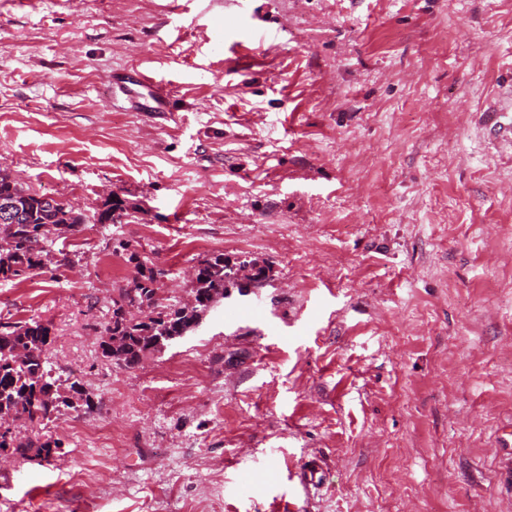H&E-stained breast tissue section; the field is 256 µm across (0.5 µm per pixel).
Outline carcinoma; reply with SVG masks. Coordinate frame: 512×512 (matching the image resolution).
<instances>
[{"instance_id":"1","label":"carcinoma","mask_w":512,"mask_h":512,"mask_svg":"<svg viewBox=\"0 0 512 512\" xmlns=\"http://www.w3.org/2000/svg\"><path fill=\"white\" fill-rule=\"evenodd\" d=\"M17 205L13 223H0V280L22 279L58 263L47 242V227L60 234L74 233L84 224L86 215L67 201L55 206L45 194L11 179L0 168V210L4 203ZM98 223L119 224L128 215L127 201L111 193L102 203ZM137 275L118 297L112 300V318L100 343L102 356L131 367L150 352H159L168 338L194 330L211 298L224 294L235 284L233 269L224 264V255L203 259L195 265L190 280V295L195 305L166 304L153 268L137 254L129 256ZM51 323L30 319L0 323V412L31 425H46L61 409L83 402L94 406L80 379H63L52 374L46 351L51 343ZM62 442L47 438L26 444L16 441L11 431L0 433V455L11 453L23 459L48 460L58 453Z\"/></svg>"}]
</instances>
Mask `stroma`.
<instances>
[{
  "mask_svg": "<svg viewBox=\"0 0 512 512\" xmlns=\"http://www.w3.org/2000/svg\"><path fill=\"white\" fill-rule=\"evenodd\" d=\"M172 93L139 112L124 68ZM512 0H0V167L94 215L68 260L0 281V320L93 410L0 456V512H512ZM197 261L268 274L128 368L112 300ZM316 466L320 489L298 472ZM99 224H119L124 216H127L129 206L127 201L118 194L110 193L102 203ZM62 447V442L58 439L47 438L44 441L37 440L36 442L29 441L26 444L17 442L13 437L10 429H7L4 433H0V455L11 453L18 455L22 459H29V452L35 449V458L43 460H49L58 450Z\"/></svg>",
  "mask_w": 512,
  "mask_h": 512,
  "instance_id": "stroma-1",
  "label": "stroma"
}]
</instances>
